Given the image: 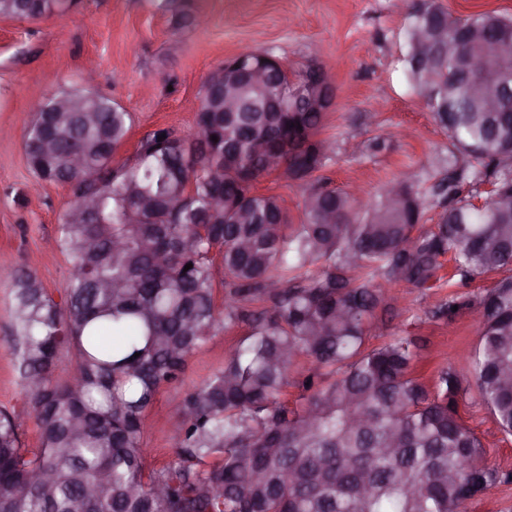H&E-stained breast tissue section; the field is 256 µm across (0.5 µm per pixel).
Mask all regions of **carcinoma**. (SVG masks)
Listing matches in <instances>:
<instances>
[{"mask_svg":"<svg viewBox=\"0 0 512 512\" xmlns=\"http://www.w3.org/2000/svg\"><path fill=\"white\" fill-rule=\"evenodd\" d=\"M62 2L0 0V16H59ZM466 29L512 40V17L414 0L403 29L411 87L448 130L450 153L475 160L448 162V208L429 227L407 179L399 205L385 191L355 220L356 201L317 176L330 160L311 152L327 145L326 113L271 120L255 110L276 91L269 84L241 88L245 111L229 120L203 82L200 135L158 127L113 163L132 113L87 89L58 94L82 111L32 122L24 153L37 180L72 192L58 243L75 270L58 300L37 275L10 274L12 342L39 446L25 447L0 409V512H465L500 480L459 413L457 374L441 370L430 389L412 373L416 337L370 345L388 307L376 277L432 288L445 258L462 287L512 270V57L450 56L435 41ZM477 74L501 111L468 95L463 83ZM258 140L288 147L282 168L262 165ZM275 171L318 182L297 224L257 189ZM488 181L485 203H471ZM219 193L246 204L226 213L211 206ZM469 304L452 293L435 314ZM221 322L245 324L246 336L176 403V457L151 468L145 413ZM64 349L76 369L61 381ZM299 356L312 367L291 382ZM468 364L480 402L512 436V276L481 297Z\"/></svg>","mask_w":512,"mask_h":512,"instance_id":"1","label":"carcinoma"}]
</instances>
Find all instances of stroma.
Masks as SVG:
<instances>
[{
	"label": "stroma",
	"mask_w": 512,
	"mask_h": 512,
	"mask_svg": "<svg viewBox=\"0 0 512 512\" xmlns=\"http://www.w3.org/2000/svg\"><path fill=\"white\" fill-rule=\"evenodd\" d=\"M164 0H76L61 17L20 20L0 17V270L23 267L60 295L75 261L58 246V226L72 193L37 181L23 152L35 104L47 95L81 87L87 60L97 63L96 90L134 115L117 160L131 157L143 135L157 127L195 131L202 85L215 66L240 53L267 51L300 71L327 69L336 88L323 135L334 143L323 169L329 187L368 202L401 172L414 169L422 196L423 224L443 211L439 186L448 176V133L414 93L400 61L405 0H189L202 17L177 30ZM380 150H373V143ZM451 264L433 288L392 285L382 338L412 335L420 345L416 374L433 381L444 368L461 381L460 411L481 437L487 462L512 476V436L504 437L481 404L466 354L478 339L480 295L498 274L468 287L471 305L455 317L434 315L449 293ZM11 282L0 277V408L21 424L26 446L38 433L26 414L25 396L11 334ZM245 325L217 326L188 360L180 381L163 387L144 418L147 462L158 467L175 457V399L198 386L245 336Z\"/></svg>",
	"instance_id": "stroma-1"
}]
</instances>
